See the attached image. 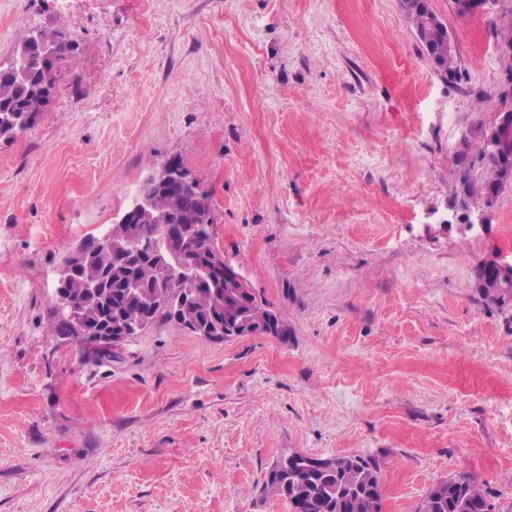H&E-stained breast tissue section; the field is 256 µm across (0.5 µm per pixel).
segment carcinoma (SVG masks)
<instances>
[{"instance_id": "obj_1", "label": "carcinoma", "mask_w": 512, "mask_h": 512, "mask_svg": "<svg viewBox=\"0 0 512 512\" xmlns=\"http://www.w3.org/2000/svg\"><path fill=\"white\" fill-rule=\"evenodd\" d=\"M426 58L436 71L453 79L459 74L454 53L448 52V31L439 32L432 26L435 13L422 4L405 8ZM504 59L512 72V18L502 21L499 29ZM41 45L58 54L60 63L71 66L78 61V45L72 37L53 30L29 32L19 43L14 58L0 70V140L12 141L30 129L49 103L56 73L44 71L36 62L17 66L15 61ZM486 128L477 127L460 141L457 156L469 157L470 165L457 171L452 196L462 197L472 209L485 206L491 192L490 182L478 172L475 163L483 161L482 141ZM155 198V220L142 225V246L137 244L122 254L112 252V245L101 241L102 234L90 233L84 240L92 246L89 264L69 276L65 287L74 292V303L86 311L91 325L103 328L129 322H142L144 333L161 323L173 322L171 305L187 288L196 289V298L189 310L193 321L211 326L224 319L220 313L221 296L213 293V272L201 267L176 281L167 278L150 255L151 242L161 239L166 228L176 229L171 212L172 196L155 188H146ZM184 201L181 223H192L191 211L202 208L213 212L210 197H197L191 189L182 193ZM56 335L82 345L85 352L94 346V335L84 326L67 322L58 311L51 310ZM380 462L370 454H349L332 458H315L295 452L284 454L267 469L263 492L279 484L280 497L291 512H383L380 483ZM417 512H491L486 493L471 478L458 477L433 485L420 502Z\"/></svg>"}]
</instances>
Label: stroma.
I'll list each match as a JSON object with an SVG mask.
<instances>
[{
  "instance_id": "obj_1",
  "label": "stroma",
  "mask_w": 512,
  "mask_h": 512,
  "mask_svg": "<svg viewBox=\"0 0 512 512\" xmlns=\"http://www.w3.org/2000/svg\"><path fill=\"white\" fill-rule=\"evenodd\" d=\"M430 5L453 81L401 0H0V62L34 29L80 53L0 141V512H289L261 487L291 451L378 457L384 512L458 476L512 512V302L472 281L512 260V186L486 231L439 224L512 0ZM172 160L288 335L159 324L93 361L51 325L62 257ZM408 19L414 27L426 58L432 63L436 71L454 79L459 74L457 59L451 49L448 31L443 27V32H439L432 26L433 18H437L432 9L425 4H420L416 9L412 6L403 5ZM437 25L442 22L437 18Z\"/></svg>"
}]
</instances>
